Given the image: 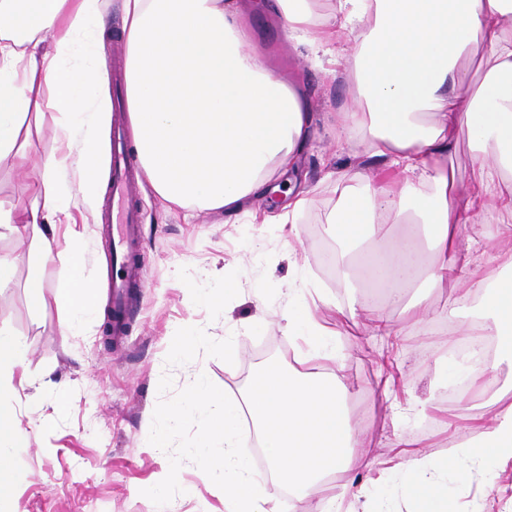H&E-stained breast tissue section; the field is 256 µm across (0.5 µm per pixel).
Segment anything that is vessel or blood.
Segmentation results:
<instances>
[{
	"mask_svg": "<svg viewBox=\"0 0 512 512\" xmlns=\"http://www.w3.org/2000/svg\"><path fill=\"white\" fill-rule=\"evenodd\" d=\"M114 213L108 214L107 223L112 226V304L123 309L135 288L143 284L137 251L143 245L139 217L131 201L139 194V180L135 175L127 142L116 136L112 148V180L110 183Z\"/></svg>",
	"mask_w": 512,
	"mask_h": 512,
	"instance_id": "b4317fda",
	"label": "vessel or blood"
}]
</instances>
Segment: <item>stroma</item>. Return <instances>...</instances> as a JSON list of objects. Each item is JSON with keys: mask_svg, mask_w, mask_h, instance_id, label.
Returning a JSON list of instances; mask_svg holds the SVG:
<instances>
[{"mask_svg": "<svg viewBox=\"0 0 512 512\" xmlns=\"http://www.w3.org/2000/svg\"><path fill=\"white\" fill-rule=\"evenodd\" d=\"M247 21L276 75L311 97L314 133L296 173L309 191V205L293 224L282 223L278 211L261 201L244 213L195 214L167 209L152 186L143 185L144 286L118 342L104 312L80 335H63L64 310L55 289L66 246L46 265L45 302L36 309L24 288L28 241H0V253L16 267L14 285L0 290V330L16 335L29 350L21 370L26 383L17 398L18 421L29 433L18 464L28 477L8 512H161L153 489L160 473L167 475L170 499L180 512H225L223 488L207 481L193 455L203 421L189 417L166 429L160 448L156 419L181 403L198 378L226 398H240L266 362L294 367L306 360V345L286 332L283 319L293 284L318 289L337 305L349 303L339 271H327L324 264L325 249L336 246L329 215L339 196L329 173L358 165L375 178L385 166L366 153L359 135L330 125V113L356 105V82L348 71L331 70L327 56L297 46L273 16L252 13ZM80 249L85 276L103 289V302H110L112 259L100 218H89ZM227 282L236 291L220 305L199 300V292L219 293ZM457 298L449 287L410 289L409 303L426 302L423 329L414 325L406 305L384 306V316L402 326L399 336L378 335L370 309H358L347 321L334 309L318 307L319 321L336 332L341 359L306 360L307 367L335 372L363 445L355 449L350 470L309 496L282 495V512H322L347 488L359 493L362 512H408L410 504L397 490L405 476L400 439L417 441L422 456L448 454L457 440L451 423L475 399L459 387L471 365L454 353L457 317L449 310ZM180 327L210 337L214 350L174 356L171 334ZM386 356L399 364L389 396L378 385ZM448 484L467 489L450 501V512L512 507V464L487 481L463 463Z\"/></svg>", "mask_w": 512, "mask_h": 512, "instance_id": "stroma-1", "label": "stroma"}]
</instances>
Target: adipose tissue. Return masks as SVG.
<instances>
[{
	"label": "adipose tissue",
	"mask_w": 512,
	"mask_h": 512,
	"mask_svg": "<svg viewBox=\"0 0 512 512\" xmlns=\"http://www.w3.org/2000/svg\"><path fill=\"white\" fill-rule=\"evenodd\" d=\"M254 9L277 15L289 38L328 55L360 43L342 59L359 104L339 110L336 123L359 130L367 153L402 177L379 185L358 168L337 173L330 222L345 246L344 287L372 286L394 299L412 286L460 285L461 302L486 298L488 317L459 320L456 335L512 355V0H121L133 143L168 206L237 211L265 197L277 174L296 170L311 137L308 94L276 76L253 46L246 17ZM101 34L98 0H0V164L37 167L30 205L0 201V240L31 241L25 286L36 306L58 231L79 242L104 193L110 108ZM475 70L483 74L476 84ZM47 110L59 115L62 135L44 154L31 119ZM463 132L477 157L462 193L453 158ZM68 169L79 173L77 185L64 180ZM490 207L495 246L479 261L458 241ZM83 268V254L71 252L56 290L68 334L100 310V290ZM305 291L294 289L288 330L311 341L314 356L335 357V333L315 319ZM25 358V344L0 331V503L27 478L16 464L29 435L18 424L13 385ZM192 414L205 422L195 458L223 483L226 512H279V490L309 495L348 470L360 445L345 392L324 371L264 365L239 401L200 380L163 419L175 425ZM467 420L471 437L455 455L408 458L401 493L413 512H448L441 480L461 462L483 476L489 464L512 462V393L497 396L493 414ZM252 435L266 450L269 478L253 473L239 446Z\"/></svg>",
	"instance_id": "ef3b65f1"
}]
</instances>
